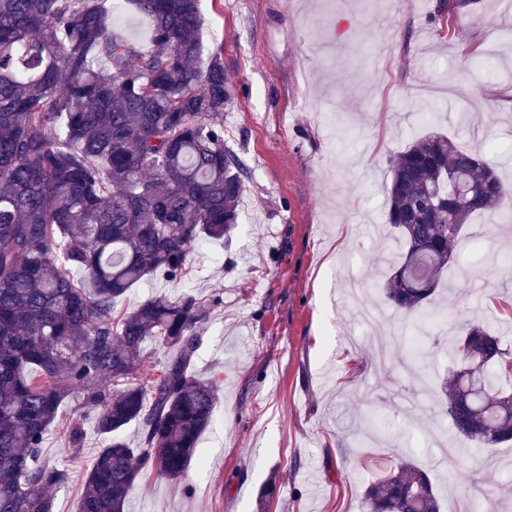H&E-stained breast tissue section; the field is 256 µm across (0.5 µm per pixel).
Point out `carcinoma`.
I'll return each instance as SVG.
<instances>
[{"label": "carcinoma", "instance_id": "obj_1", "mask_svg": "<svg viewBox=\"0 0 512 512\" xmlns=\"http://www.w3.org/2000/svg\"><path fill=\"white\" fill-rule=\"evenodd\" d=\"M128 2L152 23L148 52L116 34L103 0H0V512H54L48 488L67 474L46 463L44 437L60 422L80 454L89 413L105 445L79 512H126L144 474L182 481L218 400L193 367L219 297L120 304L149 277L185 280L197 247L236 229L249 170L224 143L230 78L221 51H204L199 0ZM389 165L399 253L385 300L421 324L464 225L512 185L440 133ZM455 330L440 386L454 430L484 448L512 443V390L499 387L512 352L478 321ZM131 424L133 448L120 437ZM363 499L365 512H441L404 454Z\"/></svg>", "mask_w": 512, "mask_h": 512}]
</instances>
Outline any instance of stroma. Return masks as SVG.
Here are the masks:
<instances>
[{"label":"stroma","mask_w":512,"mask_h":512,"mask_svg":"<svg viewBox=\"0 0 512 512\" xmlns=\"http://www.w3.org/2000/svg\"><path fill=\"white\" fill-rule=\"evenodd\" d=\"M438 3L200 0L235 98L224 140L250 170L239 224L194 254L188 282L149 280L125 303L220 295L195 358L220 399L186 480L144 478L128 512H363L399 452L430 474L443 512H512V446L479 451L454 432L436 396L453 366L430 342L478 318L512 350V321L493 316L512 304V221L465 225L438 287L445 326L404 323L383 295L398 253L384 226L390 155L443 132L512 183V0L448 19ZM84 429L76 460L61 430L46 437L68 471L54 512H79L102 446L94 419Z\"/></svg>","instance_id":"35a3bbf8"}]
</instances>
